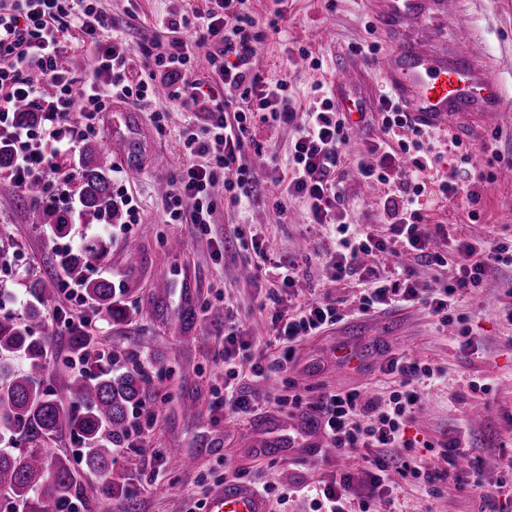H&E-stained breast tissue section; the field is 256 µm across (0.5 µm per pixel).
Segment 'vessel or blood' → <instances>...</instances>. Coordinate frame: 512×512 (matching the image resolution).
Here are the masks:
<instances>
[{
  "label": "vessel or blood",
  "mask_w": 512,
  "mask_h": 512,
  "mask_svg": "<svg viewBox=\"0 0 512 512\" xmlns=\"http://www.w3.org/2000/svg\"><path fill=\"white\" fill-rule=\"evenodd\" d=\"M442 9V0H376L377 18L409 35L380 68L385 84L420 122L436 129L467 112L494 116L511 111L501 79L482 60L434 53L419 37L418 26ZM208 512H266V503L249 486L229 484L212 496Z\"/></svg>",
  "instance_id": "vessel-or-blood-1"
}]
</instances>
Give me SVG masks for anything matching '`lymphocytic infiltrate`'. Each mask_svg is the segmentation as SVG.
<instances>
[{
	"label": "lymphocytic infiltrate",
	"instance_id": "obj_1",
	"mask_svg": "<svg viewBox=\"0 0 512 512\" xmlns=\"http://www.w3.org/2000/svg\"><path fill=\"white\" fill-rule=\"evenodd\" d=\"M166 26L175 34L164 47L145 49L147 80L132 83L126 76L132 46L121 35L98 40L108 20L98 14L93 0H12L0 6V133L11 141L13 162L10 181L20 189L39 185L44 206L75 208L69 190L70 175L61 172L58 160L83 142L95 129L97 113L111 100L139 103L166 88L170 99L201 113L200 124L186 126L180 146L186 158L173 178L175 189L165 199L174 224H209L215 208L214 189L223 185L227 215L236 219L265 194L266 183L279 193L305 199L309 221L333 226L324 257L337 280L358 278L363 287L357 316L368 317L393 307L423 304L440 323L452 322L467 289L485 286L497 266H512V247L486 240H452L448 251L434 250L435 239L446 236L443 225H429L418 206L424 180L441 161L429 140L436 131L420 123L405 105L391 95L380 99L384 139L368 144L369 161L357 162L360 176L386 185L384 208L390 216L385 230L349 223L336 211L342 198L336 170L345 162L344 147L353 129L331 91L315 86L303 109H296L286 82L266 83L252 72L257 44L266 32L254 15L250 0H210L203 11L169 14ZM77 28L89 39L94 67L89 77L76 78L63 62V36ZM193 30V39L183 36ZM209 49V62L219 77L218 90L204 89L188 80V65L195 50ZM53 94L43 107V121L35 128L21 127L14 112L21 103L33 102L44 86ZM290 125L294 128L288 167L262 180L245 158V146L256 124ZM411 131L410 139L391 147L398 130ZM405 254L410 265L388 267L381 256ZM453 268L450 283L420 279L418 267ZM338 301L314 299L294 309L276 311L272 329L279 341L295 346L309 336L342 322ZM233 310L224 312V388L214 392L210 407L244 417L251 414L258 394L237 386L238 366L247 348ZM382 373L399 384L386 400L362 401L359 393L324 394L316 409L322 433L341 453L370 450L363 480L349 471L324 483L312 501L313 512H369L381 498L389 448H412L407 425L416 413L419 397L413 389L420 380L441 378V371L417 359L394 355Z\"/></svg>",
	"mask_w": 512,
	"mask_h": 512
}]
</instances>
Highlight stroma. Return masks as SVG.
Here are the masks:
<instances>
[{"label":"stroma","instance_id":"stroma-1","mask_svg":"<svg viewBox=\"0 0 512 512\" xmlns=\"http://www.w3.org/2000/svg\"><path fill=\"white\" fill-rule=\"evenodd\" d=\"M96 6L118 23L133 45L127 76L136 82L145 76L140 47L171 36L164 24L169 11L201 9L205 0H96ZM251 8L262 25L277 27L258 48L254 73L272 83L287 81L289 93L299 100L320 84L332 89L337 100L350 106L359 102L365 113H377L384 89L377 70L398 36L377 21L372 0H251ZM424 32L433 45L482 57L512 100V0H450L447 14L427 20ZM368 44L377 48L369 58L351 51ZM302 47L308 57L299 55ZM345 69L353 79L338 84L337 76ZM130 111L134 126L127 146L138 162L137 176H129L120 155L106 151L104 160L113 175H128L126 188L139 208V221L77 224L65 244L75 249L84 237L104 236L108 255L87 274L112 281L126 314L112 321L94 317L93 333L101 343L140 349L142 367L165 373L166 390L151 404L141 447L116 451L112 479L126 487L136 512H198L199 503L233 482L273 486L265 497L268 512H310L308 501L301 498L281 503L277 487L291 482L315 486L339 469L361 473L366 467L361 453L332 452L312 459L299 447L275 455L265 449V442L287 439L289 424L303 418V410L290 404L293 395L302 396L305 408L336 389L387 399L397 385L380 367L393 354L410 355L443 373L441 380L423 388V408L407 428L408 437L420 443L416 454L422 469L441 475L442 481L440 494L432 495L426 482L390 472L391 507L395 512H512V324L502 317L503 309L512 305V267H502L491 286L469 293L460 319L448 325L420 304L347 319L296 346L286 368L270 371L258 382L250 374L241 375V387L268 397L251 423L243 425L221 413L195 420L187 406L197 398H210L213 389L224 385L225 306H233L254 357L276 359L281 347L269 328L275 304L293 307L321 294L342 300L350 309L357 304L359 284L354 279L334 281L331 268L315 257L314 248L325 244V234L309 227L307 205L298 198L278 203L264 199L242 213V221L261 228L274 249L270 265L262 268L249 261L242 241L230 238L223 187L215 189L212 224L170 223L164 189L183 161L179 134L197 123L198 115L162 95ZM451 131L491 178L471 205L446 201L425 189L420 202L427 223L445 225L450 236L512 243V115L470 114L452 122ZM381 135L380 124L367 126L345 148L349 164L341 171L343 208L356 224L378 227L387 221L382 187L363 182L352 168L366 158L367 141ZM292 136L286 126L256 125L246 156L260 172L285 166ZM473 211L478 220H470ZM131 240L140 251L132 268L124 257ZM176 240L181 243L177 249L172 246ZM2 242L9 250L7 265L0 267V309L21 319L29 281L39 278L56 287L60 268L52 260L56 244L47 227L31 223L27 204L0 168ZM291 261L300 263L306 274L294 292L283 294L274 267ZM188 275L196 292L189 307L191 320L181 329L174 322L179 299L167 290ZM80 311L74 299L60 294L44 313L42 333L49 339L44 380L62 399L67 392L55 364L68 354L66 320ZM466 334L477 339L467 350L460 346ZM345 352L361 355L362 364L342 369L339 361ZM477 407L483 411L478 418L472 415ZM458 436L463 447H451ZM158 448L183 449L192 467L156 471L150 452Z\"/></svg>","mask_w":512,"mask_h":512}]
</instances>
